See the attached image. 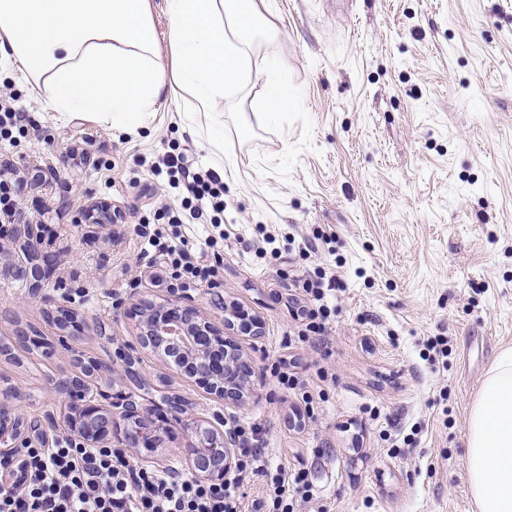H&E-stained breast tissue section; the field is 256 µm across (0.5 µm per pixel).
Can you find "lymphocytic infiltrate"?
Listing matches in <instances>:
<instances>
[{
    "mask_svg": "<svg viewBox=\"0 0 512 512\" xmlns=\"http://www.w3.org/2000/svg\"><path fill=\"white\" fill-rule=\"evenodd\" d=\"M149 170L167 175L169 190L182 196L179 207H161L163 219L220 227L224 181L218 173L170 152L152 161ZM138 235L163 256L167 277L185 286L213 283L224 262L209 254L217 243L212 235L200 243L182 235L171 239L156 224L143 225ZM336 283L320 266L302 273L301 296L291 311L300 341L327 333L336 313L331 301ZM264 432L256 422L235 425V472L221 483L174 467L138 465L124 448H87L64 438L32 444L21 449L17 462L0 461V512H297L313 500L314 483L306 470L271 465ZM255 477L263 482L262 492L245 500L240 489Z\"/></svg>",
    "mask_w": 512,
    "mask_h": 512,
    "instance_id": "obj_1",
    "label": "lymphocytic infiltrate"
}]
</instances>
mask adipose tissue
Masks as SVG:
<instances>
[{
	"label": "adipose tissue",
	"instance_id": "adipose-tissue-1",
	"mask_svg": "<svg viewBox=\"0 0 512 512\" xmlns=\"http://www.w3.org/2000/svg\"><path fill=\"white\" fill-rule=\"evenodd\" d=\"M171 67H164L149 0H0V54L45 91L49 112L81 113L110 129L146 128L172 87L187 89L208 133L219 135L225 99L262 85L274 121L296 91L253 58L256 0H165ZM466 457L474 512H512V349L498 354L473 403Z\"/></svg>",
	"mask_w": 512,
	"mask_h": 512
}]
</instances>
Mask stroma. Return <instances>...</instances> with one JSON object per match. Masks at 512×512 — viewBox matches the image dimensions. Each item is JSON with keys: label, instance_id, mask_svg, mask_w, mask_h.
I'll return each instance as SVG.
<instances>
[{"label": "stroma", "instance_id": "35a3bbf8", "mask_svg": "<svg viewBox=\"0 0 512 512\" xmlns=\"http://www.w3.org/2000/svg\"><path fill=\"white\" fill-rule=\"evenodd\" d=\"M256 2L279 37L256 41L255 57L275 63L299 101L276 123L226 102L217 146L184 132L182 89L150 132L124 135L80 113L44 111L41 93L0 61V92L25 113L15 139L0 142V171L29 177L20 217L0 225V399L19 396L26 420L55 419L50 435L69 437V405L51 387L92 358L112 367L90 378L104 390L151 407L186 396L193 421L216 431L258 420L272 462L311 473L317 497L302 512H471L470 409L498 353L512 347V0ZM82 145L87 157L73 160ZM173 149L206 168L214 151L224 155V267L216 286L182 293L220 327L230 303L259 323L237 337L253 376L231 404L139 346L128 314L137 299L170 295L136 228L165 198L163 178L138 165ZM94 199L121 221L82 222ZM260 224L299 238L326 231L335 253L260 256ZM32 236L47 261L37 298L5 273ZM319 265L341 286L326 344L290 343L296 276ZM61 302L82 321L76 336L51 317ZM21 329L44 347L17 343ZM431 336L448 338L447 364L421 359ZM122 351L136 358L139 384L126 380ZM280 364L326 394L305 424L274 384ZM322 369L329 379H319ZM411 433L415 443L391 454ZM187 446L173 422L155 452L131 458L186 470Z\"/></svg>", "mask_w": 512, "mask_h": 512}]
</instances>
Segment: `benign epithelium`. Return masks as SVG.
Wrapping results in <instances>:
<instances>
[{
	"label": "benign epithelium",
	"instance_id": "7a95c632",
	"mask_svg": "<svg viewBox=\"0 0 512 512\" xmlns=\"http://www.w3.org/2000/svg\"><path fill=\"white\" fill-rule=\"evenodd\" d=\"M84 218L93 224L109 220L112 206L106 201H93L87 206ZM13 274L35 293L43 278L42 264L35 258L15 267ZM132 317L138 319L143 346L162 352L174 342L182 345L192 365H174L176 375L210 386L212 393L222 400H236L243 394L244 379L246 373L252 372V366L243 358L240 345L224 336V330L205 320L198 309L188 303V298L176 295L159 307L143 300ZM53 390L68 401L74 418L70 432L87 448L102 447L111 435L119 433L127 446L152 452L165 424L173 420L191 430L187 451L194 475L222 482L231 470L235 447L232 436L227 433L213 442L211 429L190 425L186 417L192 402L180 395L169 397L165 401L167 415L155 419L153 409L142 407L123 394L102 395L109 401L107 407L86 397L87 381L83 374L55 382ZM32 431V436L21 435L16 405L0 401V456H10L16 449L36 443L46 435L38 426Z\"/></svg>",
	"mask_w": 512,
	"mask_h": 512
}]
</instances>
